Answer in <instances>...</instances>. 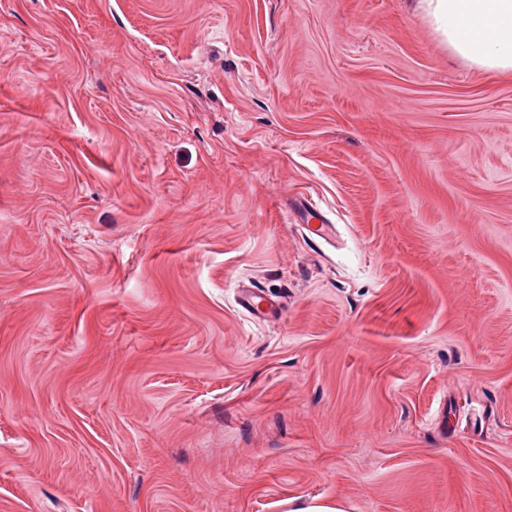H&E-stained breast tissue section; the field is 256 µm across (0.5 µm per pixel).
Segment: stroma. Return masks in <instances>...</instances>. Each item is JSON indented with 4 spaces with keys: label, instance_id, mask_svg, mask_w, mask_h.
<instances>
[{
    "label": "stroma",
    "instance_id": "1",
    "mask_svg": "<svg viewBox=\"0 0 512 512\" xmlns=\"http://www.w3.org/2000/svg\"><path fill=\"white\" fill-rule=\"evenodd\" d=\"M314 497L512 512V73L414 0H0V512ZM241 305L254 315H256V312L272 314L276 310L275 304L267 299L259 288L243 290L241 294Z\"/></svg>",
    "mask_w": 512,
    "mask_h": 512
}]
</instances>
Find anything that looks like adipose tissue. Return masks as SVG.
Instances as JSON below:
<instances>
[{"label": "adipose tissue", "mask_w": 512, "mask_h": 512, "mask_svg": "<svg viewBox=\"0 0 512 512\" xmlns=\"http://www.w3.org/2000/svg\"><path fill=\"white\" fill-rule=\"evenodd\" d=\"M449 50L487 73L512 71V0H419Z\"/></svg>", "instance_id": "1"}]
</instances>
